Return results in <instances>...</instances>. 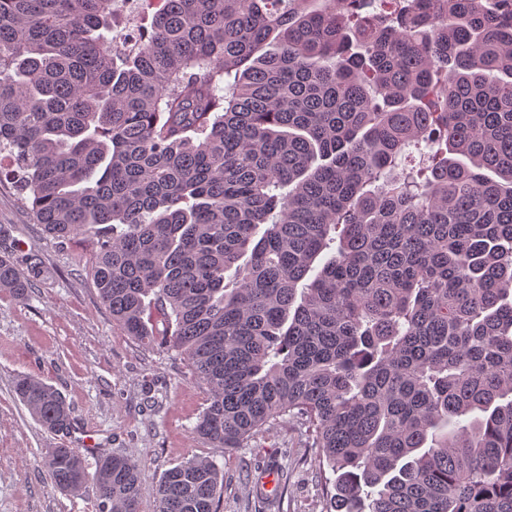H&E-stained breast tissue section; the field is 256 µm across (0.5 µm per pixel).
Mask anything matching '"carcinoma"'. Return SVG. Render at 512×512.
Returning a JSON list of instances; mask_svg holds the SVG:
<instances>
[{
    "mask_svg": "<svg viewBox=\"0 0 512 512\" xmlns=\"http://www.w3.org/2000/svg\"><path fill=\"white\" fill-rule=\"evenodd\" d=\"M114 2L0 0V180L49 236L94 231L112 322L206 386L195 436L288 415L333 512H512V0H159L131 47ZM41 269L1 256L0 290ZM15 392L68 430L54 387ZM142 478L98 454L97 512ZM221 479L168 469L157 512H217Z\"/></svg>",
    "mask_w": 512,
    "mask_h": 512,
    "instance_id": "carcinoma-1",
    "label": "carcinoma"
}]
</instances>
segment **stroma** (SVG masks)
Here are the masks:
<instances>
[{
  "mask_svg": "<svg viewBox=\"0 0 512 512\" xmlns=\"http://www.w3.org/2000/svg\"><path fill=\"white\" fill-rule=\"evenodd\" d=\"M18 263L38 255L43 272L26 299L0 291V512H96L94 482L79 493L57 490L48 475L49 448L120 454L144 472L140 512H156L163 473L191 458L224 472L220 512H326L335 476L298 419L283 416L241 448L227 451L197 440L192 429L207 405L206 388L171 348L144 345L112 322L90 277L93 249L77 237L58 241L36 224L30 204L0 183V254ZM53 385L69 403V433L45 430L14 393L17 376ZM278 476L273 495L260 489Z\"/></svg>",
  "mask_w": 512,
  "mask_h": 512,
  "instance_id": "stroma-1",
  "label": "stroma"
}]
</instances>
